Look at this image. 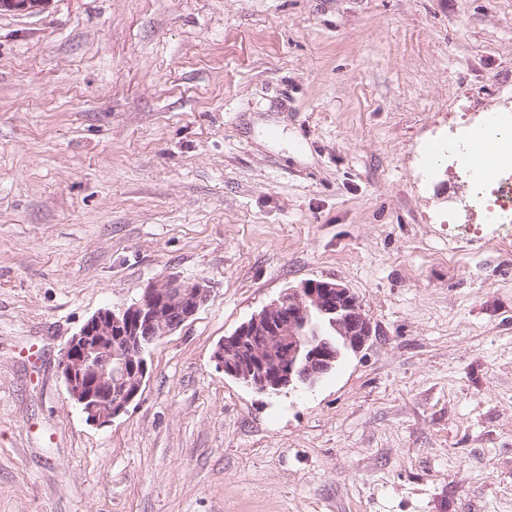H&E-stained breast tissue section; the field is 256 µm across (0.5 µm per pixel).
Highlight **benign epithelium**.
Wrapping results in <instances>:
<instances>
[{"label": "benign epithelium", "instance_id": "benign-epithelium-1", "mask_svg": "<svg viewBox=\"0 0 512 512\" xmlns=\"http://www.w3.org/2000/svg\"><path fill=\"white\" fill-rule=\"evenodd\" d=\"M204 281L169 278L149 285L134 304L101 309L68 341L59 361L68 399L88 422L105 426L140 395L146 355L192 319L208 299ZM360 352L373 330L346 286L306 280L281 294L224 337L216 368L255 392L278 395L313 386L336 368L339 352L326 336Z\"/></svg>", "mask_w": 512, "mask_h": 512}]
</instances>
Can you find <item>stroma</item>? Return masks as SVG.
I'll return each instance as SVG.
<instances>
[{
	"label": "stroma",
	"mask_w": 512,
	"mask_h": 512,
	"mask_svg": "<svg viewBox=\"0 0 512 512\" xmlns=\"http://www.w3.org/2000/svg\"><path fill=\"white\" fill-rule=\"evenodd\" d=\"M512 108V0L0 9V512H512V246L436 154ZM204 279L110 424L61 354ZM373 336L278 396L214 350L307 280Z\"/></svg>",
	"instance_id": "stroma-1"
}]
</instances>
